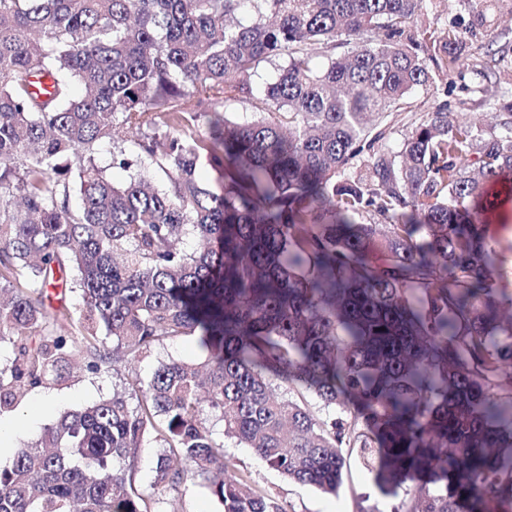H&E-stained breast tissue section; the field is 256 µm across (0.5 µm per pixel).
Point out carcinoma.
Returning <instances> with one entry per match:
<instances>
[{"instance_id": "cac0c4a2", "label": "carcinoma", "mask_w": 512, "mask_h": 512, "mask_svg": "<svg viewBox=\"0 0 512 512\" xmlns=\"http://www.w3.org/2000/svg\"><path fill=\"white\" fill-rule=\"evenodd\" d=\"M419 2L0 0V406L60 378L79 344L93 374L179 336L205 353L157 366L134 406L117 392L45 426L0 463V512H152L132 477L150 440L154 486L286 512L228 475L204 400L225 436L324 493L348 453L384 496L415 485L394 512H512V292L471 212L512 171V112L481 136L440 103L399 150L375 147L499 0L426 58ZM240 98L244 123L220 112ZM189 235L204 249L176 247ZM57 287L82 300L68 327L44 305Z\"/></svg>"}]
</instances>
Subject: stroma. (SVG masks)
Wrapping results in <instances>:
<instances>
[{
	"label": "stroma",
	"instance_id": "35a3bbf8",
	"mask_svg": "<svg viewBox=\"0 0 512 512\" xmlns=\"http://www.w3.org/2000/svg\"><path fill=\"white\" fill-rule=\"evenodd\" d=\"M474 9L473 0H422L418 8V30L443 36L451 27L468 25ZM489 37L486 29H477L470 48L461 54L453 77L435 80L428 90L410 95L408 109L395 114L390 123L385 140L387 148L398 149L426 113L443 101L447 102L453 119L481 127L487 126L489 113L512 110V50H503L493 58L486 56L483 45ZM487 68L496 71V79L480 78V71ZM202 357L195 337L183 336L155 345L133 368L120 367L95 375L85 368V353L76 352L62 380L28 389L11 408L1 410L0 426L9 428L12 450H21L37 440L45 425L63 412L87 406L115 391L132 392L136 380H148L159 363L197 361ZM157 451L156 443H149L133 470L136 485L145 493H156L157 512H217L216 501L197 485L187 483L175 490H153ZM224 454L251 487L273 493L287 512H354L355 502L362 495L368 496V504L375 512H393L399 503L398 497L378 493L372 473L353 456L345 462L340 488L336 494L329 495L284 478L266 467L253 449L242 447L235 440L225 439Z\"/></svg>",
	"mask_w": 512,
	"mask_h": 512
}]
</instances>
